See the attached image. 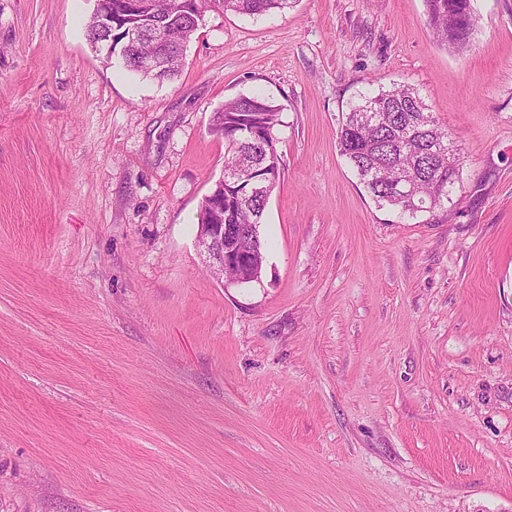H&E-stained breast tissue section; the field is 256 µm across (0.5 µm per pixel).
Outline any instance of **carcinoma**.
<instances>
[{
  "instance_id": "obj_1",
  "label": "carcinoma",
  "mask_w": 512,
  "mask_h": 512,
  "mask_svg": "<svg viewBox=\"0 0 512 512\" xmlns=\"http://www.w3.org/2000/svg\"><path fill=\"white\" fill-rule=\"evenodd\" d=\"M293 0H194V10H182L177 0H154V12L132 17L148 33L142 50L157 41L173 39L188 43L197 32L205 12L220 8L253 17L283 12ZM427 23L436 42L462 49L470 42L475 25L471 0H424ZM281 108L260 94L242 95L224 103V126L211 125L210 132L224 139V171L254 170L264 180L277 181L282 157L274 130L280 125ZM255 127L258 138L242 130ZM448 129L439 124L419 92L408 85L379 90L363 96L343 119L338 136L346 157L360 182L380 203L402 214H414L423 205L434 208L448 198L449 188L459 179L460 158L439 154L448 145ZM412 176L413 194L394 189L400 173ZM268 200L250 195L244 187L224 178V223L261 224Z\"/></svg>"
}]
</instances>
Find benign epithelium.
Segmentation results:
<instances>
[{
	"mask_svg": "<svg viewBox=\"0 0 512 512\" xmlns=\"http://www.w3.org/2000/svg\"><path fill=\"white\" fill-rule=\"evenodd\" d=\"M92 21L101 36L90 45L108 65L116 56L113 48L115 37H120L123 47L131 50L144 33L136 25L125 26L120 32H115L112 0H95ZM136 63L146 73H158L168 65L167 51L141 57ZM205 208L209 211L210 223L198 225L197 238L207 253L211 268L232 270L231 281L238 284L258 279L263 254L256 237L236 224L224 223V178H219L213 190L205 196Z\"/></svg>",
	"mask_w": 512,
	"mask_h": 512,
	"instance_id": "obj_1",
	"label": "benign epithelium"
}]
</instances>
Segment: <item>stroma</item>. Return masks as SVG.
Segmentation results:
<instances>
[{
    "label": "stroma",
    "instance_id": "obj_1",
    "mask_svg": "<svg viewBox=\"0 0 512 512\" xmlns=\"http://www.w3.org/2000/svg\"><path fill=\"white\" fill-rule=\"evenodd\" d=\"M93 5L0 0V512H512V0L460 52L423 0L213 9L162 84ZM403 84L462 162L412 217L337 140ZM254 93L282 167L231 284L196 214ZM113 1L114 0H95L92 21L96 30L101 33V36L96 39L97 41L89 43L107 65L112 64V59L116 56V51L113 48L114 32L116 30L113 19L115 8L112 5ZM93 24L90 21L87 23L86 34L89 28H93Z\"/></svg>",
    "mask_w": 512,
    "mask_h": 512
}]
</instances>
